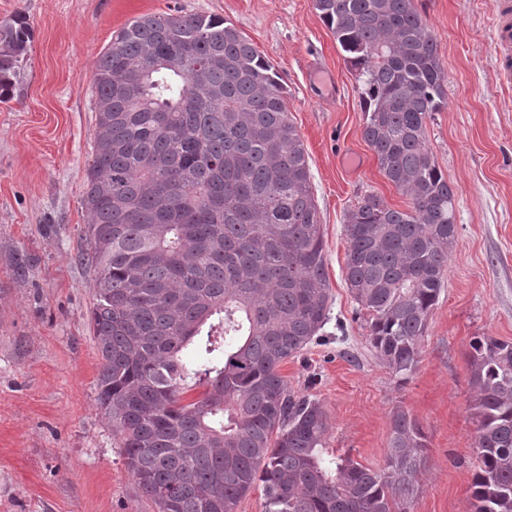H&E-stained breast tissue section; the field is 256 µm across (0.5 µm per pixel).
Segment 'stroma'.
Returning <instances> with one entry per match:
<instances>
[{
    "mask_svg": "<svg viewBox=\"0 0 512 512\" xmlns=\"http://www.w3.org/2000/svg\"><path fill=\"white\" fill-rule=\"evenodd\" d=\"M415 3L448 73L427 145L457 192L458 233L404 382L371 347L343 267L358 197L394 209L408 199L363 138L362 83L313 0H0V19L20 12L32 26L14 97L0 104V512H156L97 400L94 281L80 255L94 61L135 17L175 11L224 18L275 65L309 155L331 310L324 341L281 365L289 390L322 404L329 456L374 469L403 408L427 444L411 512H465L476 464L469 343L512 341V86L495 68L496 0Z\"/></svg>",
    "mask_w": 512,
    "mask_h": 512,
    "instance_id": "obj_1",
    "label": "stroma"
}]
</instances>
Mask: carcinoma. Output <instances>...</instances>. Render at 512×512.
I'll return each mask as SVG.
<instances>
[{"instance_id": "1", "label": "carcinoma", "mask_w": 512, "mask_h": 512, "mask_svg": "<svg viewBox=\"0 0 512 512\" xmlns=\"http://www.w3.org/2000/svg\"><path fill=\"white\" fill-rule=\"evenodd\" d=\"M362 78L363 137L405 210L349 211L345 284L400 379L420 363L455 243L456 191L426 144L448 73L414 0H313ZM31 38L0 20V103ZM87 249L98 402L156 512H410L426 436L391 415L385 469L323 457L327 415L280 367L329 321L308 154L275 66L224 19L144 14L95 62ZM477 464L466 512H512V342L469 344ZM203 388L185 401L184 394Z\"/></svg>"}]
</instances>
